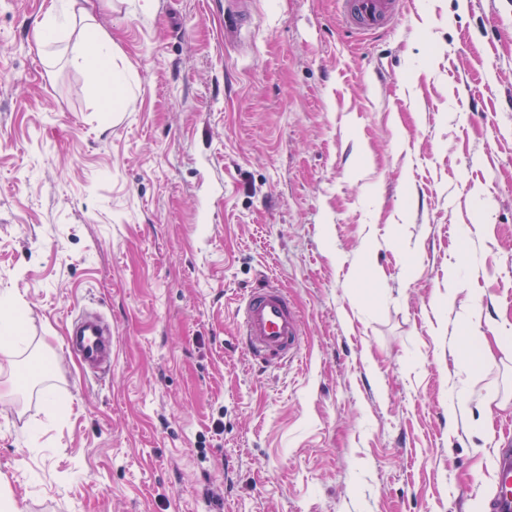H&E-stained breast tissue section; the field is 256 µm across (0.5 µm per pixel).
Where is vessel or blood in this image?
I'll return each mask as SVG.
<instances>
[{"instance_id": "1", "label": "vessel or blood", "mask_w": 512, "mask_h": 512, "mask_svg": "<svg viewBox=\"0 0 512 512\" xmlns=\"http://www.w3.org/2000/svg\"><path fill=\"white\" fill-rule=\"evenodd\" d=\"M402 0H336L338 26L360 42L389 32L399 18ZM237 334L244 350L263 364L282 363L297 356L304 334L302 319L287 291L265 279L249 289L235 310ZM84 367L112 355V333L97 324L69 327L64 344ZM496 491L489 512H512V443L504 442L497 467Z\"/></svg>"}]
</instances>
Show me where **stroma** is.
<instances>
[{
  "label": "stroma",
  "mask_w": 512,
  "mask_h": 512,
  "mask_svg": "<svg viewBox=\"0 0 512 512\" xmlns=\"http://www.w3.org/2000/svg\"><path fill=\"white\" fill-rule=\"evenodd\" d=\"M85 0L131 101L73 66L59 0H0V492L18 512H486L512 426V0ZM464 287L448 299V271ZM292 365L237 343L260 278ZM483 305L487 318L470 321ZM112 324L99 376L62 356ZM56 404L47 408L44 390ZM464 401L465 417L450 418ZM77 0H67L61 11L50 15L42 25L35 28V37L43 46H50L57 41L60 30L65 28L76 13ZM401 0H336L339 29L360 42L389 32L402 11ZM237 336L244 350L262 364L298 355L304 326L288 292L264 279L250 288L235 310ZM10 305L12 307L11 312L5 316L4 322L2 321V315L0 320V347L5 350L16 349L19 346L27 345L29 342V337L24 335L18 317L20 308L17 303Z\"/></svg>",
  "instance_id": "35a3bbf8"
}]
</instances>
